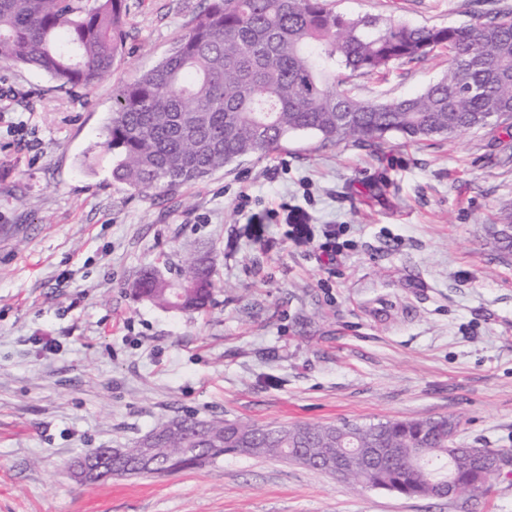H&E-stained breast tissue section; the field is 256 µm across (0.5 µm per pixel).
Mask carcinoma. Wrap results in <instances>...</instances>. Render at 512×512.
I'll return each instance as SVG.
<instances>
[{
	"mask_svg": "<svg viewBox=\"0 0 512 512\" xmlns=\"http://www.w3.org/2000/svg\"><path fill=\"white\" fill-rule=\"evenodd\" d=\"M0 0V62L86 92L112 74L127 24L125 0ZM448 51V68L422 92L364 100L345 88L346 69L386 74L404 62ZM512 116V16L460 26L412 27L376 16L351 18L325 0H210L207 10L153 68L117 87L103 149L112 176L135 191L175 192L247 156L267 157L291 134L324 144L380 145L452 137ZM216 287L210 266L176 268L174 282L144 272L136 294L159 306L201 313ZM455 419H393L376 431L353 423L256 426L227 419H172L133 448H117L112 476L162 474L226 453L288 457L323 448L347 461L357 484L363 448H397L371 474L380 488L430 498L454 468L478 489L487 465L511 460L489 448L450 449ZM150 452L152 465L142 462Z\"/></svg>",
	"mask_w": 512,
	"mask_h": 512,
	"instance_id": "carcinoma-1",
	"label": "carcinoma"
}]
</instances>
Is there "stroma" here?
Here are the masks:
<instances>
[{"label": "stroma", "mask_w": 512, "mask_h": 512, "mask_svg": "<svg viewBox=\"0 0 512 512\" xmlns=\"http://www.w3.org/2000/svg\"><path fill=\"white\" fill-rule=\"evenodd\" d=\"M111 78L78 102L0 64V512H512V462L458 499L354 486L228 454L176 473L75 479L97 448L219 416L265 425L460 419L512 452V130L377 148L291 136L160 194L112 177V91L165 57L209 0H128ZM411 26L512 14V0H331ZM447 52L349 79L363 99L438 80ZM205 259L189 314L137 296L148 268ZM44 336L56 340L43 348Z\"/></svg>", "instance_id": "1"}]
</instances>
